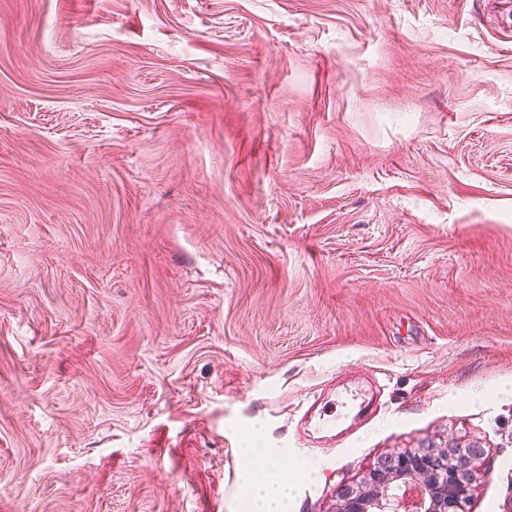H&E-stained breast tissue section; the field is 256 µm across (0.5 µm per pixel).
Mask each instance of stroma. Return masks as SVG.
<instances>
[{
  "instance_id": "1",
  "label": "stroma",
  "mask_w": 512,
  "mask_h": 512,
  "mask_svg": "<svg viewBox=\"0 0 512 512\" xmlns=\"http://www.w3.org/2000/svg\"><path fill=\"white\" fill-rule=\"evenodd\" d=\"M450 441L512 512V0H0V512Z\"/></svg>"
}]
</instances>
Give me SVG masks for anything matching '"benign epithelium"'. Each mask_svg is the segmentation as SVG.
Segmentation results:
<instances>
[{"label":"benign epithelium","mask_w":512,"mask_h":512,"mask_svg":"<svg viewBox=\"0 0 512 512\" xmlns=\"http://www.w3.org/2000/svg\"><path fill=\"white\" fill-rule=\"evenodd\" d=\"M478 447L453 453L424 448L380 460L355 488L342 493L341 512H463L471 486L487 472Z\"/></svg>","instance_id":"obj_1"}]
</instances>
